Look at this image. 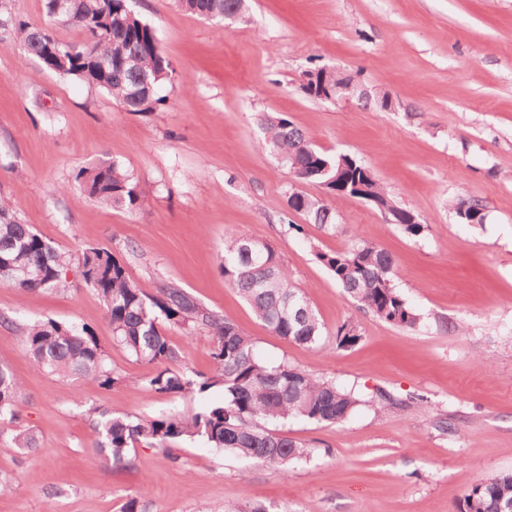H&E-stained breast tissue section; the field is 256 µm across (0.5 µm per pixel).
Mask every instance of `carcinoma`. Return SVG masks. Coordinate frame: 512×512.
<instances>
[{"label":"carcinoma","mask_w":512,"mask_h":512,"mask_svg":"<svg viewBox=\"0 0 512 512\" xmlns=\"http://www.w3.org/2000/svg\"><path fill=\"white\" fill-rule=\"evenodd\" d=\"M55 0H45L46 22L30 23L10 12L0 18L24 51L63 79H77L108 93L126 111L149 113L165 98L159 89L171 80L173 70L162 56L156 30L132 14L128 0H73L68 11L56 12ZM193 15H217L240 24L248 22L247 0H178ZM58 24L78 29L81 44L60 39ZM90 52L110 63L102 71L85 58ZM262 150L276 156L293 178L305 174L336 199L356 195L355 186L370 188V205L405 233L417 237L424 224L412 221L413 211L399 205L393 194L373 177L357 158L346 162L336 176L340 158L312 145L304 133L283 115L265 118ZM87 196L99 205L132 213L142 204L140 184L119 162H101L80 171ZM288 209L312 224L333 230L338 212L321 197L297 192L288 197ZM462 224H481L484 208L459 199L451 204ZM0 257L16 263L21 274L7 286L25 291L67 292L68 274L77 268L85 287L102 301L112 323V340L131 356L161 369L134 380L131 385L159 395L205 394L219 386L224 402L193 414L170 413L151 419L89 410L93 428L91 448L107 464H131L137 446L171 448V444L200 439L209 447L249 460L258 466L287 470L309 457L311 449L287 434L256 424H277L290 418L315 423L340 424L349 419L361 400L335 382L313 377L286 363L269 364L257 353L252 338L233 320L221 315L173 284L163 283L149 295L127 275L124 264L109 250L87 247L73 255L61 251L17 216L12 204L0 197ZM318 260L338 285L362 309L380 320L414 329L421 315L392 283L395 260L384 249L358 242L335 253H318ZM218 270L224 282L238 290L255 316L271 332L290 343L321 348L324 331L306 292L296 286L273 246L265 241L224 235V256ZM177 328L191 334L207 328L214 338V369L209 375H188L169 367L178 352L167 331ZM33 367L59 377L80 376L104 388L119 381L107 355L86 328L55 321L26 326L20 336ZM360 335L345 322L336 330L338 346L353 345ZM22 384L0 365V426L17 422ZM18 448L32 449L35 436L27 429H12ZM512 503V472L500 473L473 485L463 497L459 512H500Z\"/></svg>","instance_id":"carcinoma-1"}]
</instances>
